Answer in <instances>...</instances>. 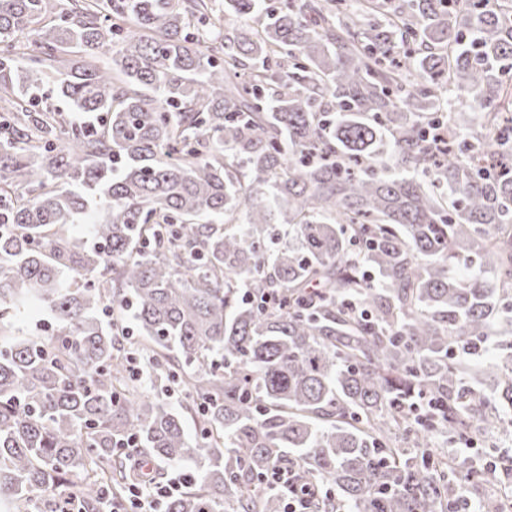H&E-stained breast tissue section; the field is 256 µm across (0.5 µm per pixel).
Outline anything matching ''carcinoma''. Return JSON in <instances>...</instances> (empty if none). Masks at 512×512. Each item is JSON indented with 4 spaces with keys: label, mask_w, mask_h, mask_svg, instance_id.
<instances>
[{
    "label": "carcinoma",
    "mask_w": 512,
    "mask_h": 512,
    "mask_svg": "<svg viewBox=\"0 0 512 512\" xmlns=\"http://www.w3.org/2000/svg\"><path fill=\"white\" fill-rule=\"evenodd\" d=\"M68 3L0 0V512H108L130 436L166 512L512 481L433 447L512 435V4ZM316 496L310 487L292 485L289 489L288 500L285 505L286 512H310L308 503Z\"/></svg>",
    "instance_id": "obj_1"
}]
</instances>
